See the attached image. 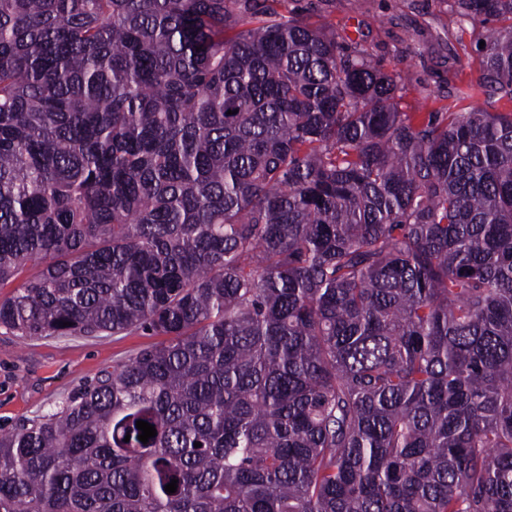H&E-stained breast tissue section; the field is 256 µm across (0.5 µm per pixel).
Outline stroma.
Segmentation results:
<instances>
[{
	"label": "stroma",
	"mask_w": 512,
	"mask_h": 512,
	"mask_svg": "<svg viewBox=\"0 0 512 512\" xmlns=\"http://www.w3.org/2000/svg\"><path fill=\"white\" fill-rule=\"evenodd\" d=\"M288 10L325 25L339 44L366 51L387 71L400 72L404 111L424 117L476 105L512 111L505 99L489 104L481 96L459 95V87L479 75L478 34L452 22L448 0H288ZM157 342L140 332L24 338L0 328V434L46 413L102 369Z\"/></svg>",
	"instance_id": "1"
}]
</instances>
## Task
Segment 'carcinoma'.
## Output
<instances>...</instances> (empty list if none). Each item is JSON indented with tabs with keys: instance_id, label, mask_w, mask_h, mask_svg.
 <instances>
[{
	"instance_id": "carcinoma-1",
	"label": "carcinoma",
	"mask_w": 512,
	"mask_h": 512,
	"mask_svg": "<svg viewBox=\"0 0 512 512\" xmlns=\"http://www.w3.org/2000/svg\"><path fill=\"white\" fill-rule=\"evenodd\" d=\"M278 2L0 0V328L168 337L0 435V512H512V112ZM448 7L512 100V0Z\"/></svg>"
}]
</instances>
